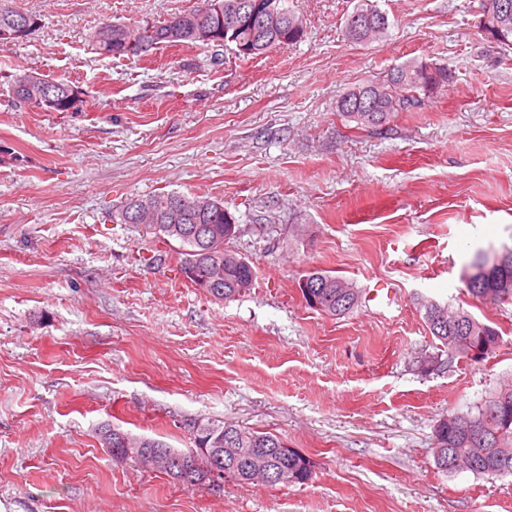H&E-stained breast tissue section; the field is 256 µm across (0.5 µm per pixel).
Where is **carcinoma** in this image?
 <instances>
[{"instance_id":"carcinoma-1","label":"carcinoma","mask_w":512,"mask_h":512,"mask_svg":"<svg viewBox=\"0 0 512 512\" xmlns=\"http://www.w3.org/2000/svg\"><path fill=\"white\" fill-rule=\"evenodd\" d=\"M205 7L174 14L156 22L143 19L128 25L122 22H104L89 36L88 46L104 58L113 56L114 48L129 45L125 57H143L150 51L163 47L196 48L230 47L242 60L253 59L285 45H294L305 36L304 26L295 25L297 13L288 0H270L277 15L273 28L264 29L250 24L237 31L220 30L209 38L198 31V14L205 11L210 20L229 12L244 13L248 0H203ZM358 15L351 22L347 15L344 35L354 43H363L369 36L382 38L390 29L385 12L375 6L361 3L353 8ZM39 25V18L22 13L12 6V0H0V35L16 31L21 20ZM45 84L48 98L39 104L44 112L79 111L80 91L70 82L48 80L28 69H19L6 76V83L13 97L26 102L23 84L31 77ZM448 82V71L442 67H430L414 60L390 69V77L384 83L366 81L347 88L336 102V111L344 120L356 123V128L375 127L401 110H407L421 102V96L433 88ZM153 206L158 218L144 225L146 233L155 241L167 246L180 259L184 276L196 284L219 264L224 267V285L217 299L232 301L253 287L256 272L244 257L224 248V229L237 223V219L224 208V202L207 196H189L177 191L159 192L142 198L130 196L118 207L120 223L127 224L138 211L140 202ZM307 286L317 294L321 307L317 311L334 317L344 316L358 307L359 289L347 279L328 271L313 270L304 273ZM467 292L492 303L512 302V248L502 250H478L467 265L465 273ZM424 320L430 335L447 349L450 358H469V352H482L483 361L496 354L501 336L492 325L477 319L463 307L454 310L439 304L426 306ZM216 429L212 443L224 449V461L244 459L250 448H280L284 439L271 432L241 428L227 422L213 421ZM103 447L113 457L126 458V448H167L159 440L134 436L105 424L99 429ZM438 448L435 464L445 473L455 472L453 462H471L468 471L483 478L512 475V387L502 388L476 407L475 413H451L436 428ZM211 461L201 453L196 467L184 476L180 468L168 473L182 485L196 489H210L216 483L209 475ZM312 467L306 456H290L275 459L273 469L280 470L276 482H281L283 471L288 478L308 472Z\"/></svg>"}]
</instances>
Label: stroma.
Segmentation results:
<instances>
[{"label": "stroma", "mask_w": 512, "mask_h": 512, "mask_svg": "<svg viewBox=\"0 0 512 512\" xmlns=\"http://www.w3.org/2000/svg\"><path fill=\"white\" fill-rule=\"evenodd\" d=\"M357 0H291L306 37L243 62L223 48L102 58L98 23L161 21L202 0H13L40 15L0 47V75L71 81L76 112H41L0 84V512H512V477L445 473L435 428L512 385V303L466 291L476 249L512 248V49L476 0H373L387 37L343 34ZM413 59L448 71L421 106L356 130L344 88ZM222 199L228 249L255 285L230 302L152 262L127 196ZM310 269L361 304L309 309ZM498 328L488 362L449 359L425 307ZM221 420L284 438L306 484L192 491L112 457L97 429L191 447Z\"/></svg>", "instance_id": "1"}]
</instances>
